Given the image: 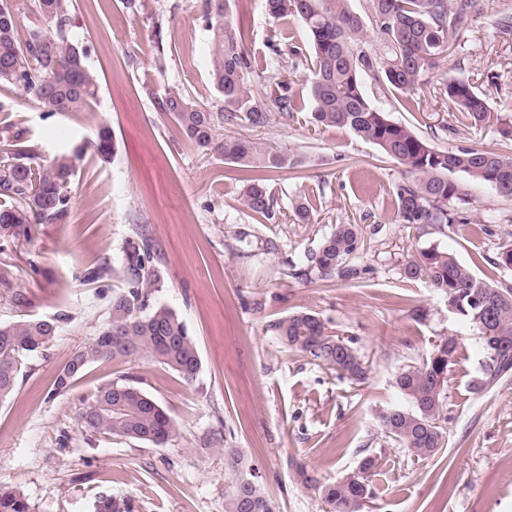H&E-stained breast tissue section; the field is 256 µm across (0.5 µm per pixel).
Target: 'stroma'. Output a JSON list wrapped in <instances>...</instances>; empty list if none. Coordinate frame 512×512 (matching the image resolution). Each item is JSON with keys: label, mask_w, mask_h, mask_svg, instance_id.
<instances>
[{"label": "stroma", "mask_w": 512, "mask_h": 512, "mask_svg": "<svg viewBox=\"0 0 512 512\" xmlns=\"http://www.w3.org/2000/svg\"><path fill=\"white\" fill-rule=\"evenodd\" d=\"M480 13L439 55L410 93L365 78L364 90L389 119L438 149L503 150L496 130L472 126L443 92L445 77L473 79L492 109L512 123V0H481ZM74 36L88 49L99 90L83 112L47 115L22 91H1L0 122L25 128L41 163L74 150L108 128L109 161L76 162L69 218L34 226L30 240L0 251V321L15 311L7 289L29 298L27 313L58 320L55 339L30 355L14 393L0 402V488L28 499L31 512H97L100 498L121 512H224L232 475L224 451H240L279 512H323L305 475L332 482L367 454L382 458L365 512H512V379L474 390L481 343L448 307L444 293L402 268L427 247L452 252L488 281L512 285L497 265L512 246V199L463 174L467 198L449 205L453 223L413 228L397 216L404 166L345 128L314 126L308 70L294 48H307L299 21H274L262 0H231L230 12L255 57L256 89L288 80L300 111H273L266 126L224 122L294 161L268 180L271 219L241 202L245 175L196 148L157 104L169 93L213 112L224 102L212 87L209 32L201 0H74ZM285 30L279 53L268 47ZM308 200L310 218L293 209ZM357 225L363 241L351 277H320L310 258L336 225ZM150 238L162 283L151 301L176 312L197 342L201 368L185 382L139 359L91 366L61 394L56 374L109 317L114 282H87L101 264L119 266L135 227ZM297 312L325 320L331 334L353 338L368 366L355 383L288 348L269 328ZM443 336L459 340L448 371L442 419L446 446L417 459L386 438L381 412L402 397L394 376L422 361ZM124 380L174 419L166 446L82 432L76 415L101 384Z\"/></svg>", "instance_id": "1"}]
</instances>
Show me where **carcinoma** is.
Returning <instances> with one entry per match:
<instances>
[{"label":"carcinoma","instance_id":"carcinoma-1","mask_svg":"<svg viewBox=\"0 0 512 512\" xmlns=\"http://www.w3.org/2000/svg\"><path fill=\"white\" fill-rule=\"evenodd\" d=\"M275 20H299L311 47L309 96L313 124L346 128L406 168L409 180L396 190L397 215L408 226L449 224L448 202L461 198V188L448 179L463 173L504 197H512V156L490 149L439 150L407 126L391 121L368 99L363 76L379 75L396 90L413 91L426 67L444 51L449 40L479 10L478 0H371V16L384 36L383 61L360 49L364 25L348 0H263ZM43 23L22 28L10 0H0V86H13L31 96L44 112H81L98 96L96 74L87 63V49L74 35L73 0H36ZM210 32L211 81L221 94L224 111L211 112L179 94L159 102V110L173 116L186 137L205 153H217L227 163L260 172L245 188L243 204L256 216L272 213L267 175L294 165L285 154L260 148L239 138H221V121L241 114L254 127L269 120L265 102L284 114L297 109L282 80L255 95L250 75L255 59L245 50L243 36L230 16V0H204ZM444 95L474 126L495 123L505 143L512 142V124L489 106L474 83L464 76L443 80ZM92 151L106 160L114 150L110 132L102 128L96 139L61 155L49 165L36 162V146L25 131L12 124L0 129V240L30 239L34 224H62L70 211V185L76 160ZM138 240L128 243L120 267L101 264L89 272L96 281L112 274L121 288L112 293L109 320L92 341L77 349L58 372L53 394L67 391L84 371L101 362L124 364L150 358L191 382L201 367L197 344L182 321L163 305H148L160 271L152 264L151 241L140 228ZM361 249L354 224H338L311 256L310 270L322 277H347L356 270L348 260ZM409 279H426L445 293L448 307L472 328L482 343L484 362L479 387L487 388L512 374V286L479 278L452 253L436 247L417 252L405 263ZM291 348H298L320 367L359 383L368 365L353 340L330 335L316 314L301 312L270 325ZM56 320L22 317L0 323V401L9 397L27 357L47 347L58 333ZM458 339L448 336L433 344L425 359L397 372L395 387L406 405L379 416L385 436L418 459L435 456L444 446L440 413L448 386V368L458 351ZM82 431L139 441L155 447L175 434L171 416L150 395L129 383L113 381L99 387L76 417ZM380 459L364 456L357 468L334 483L308 478L327 506L325 512H363L373 497V477ZM225 467L235 475L224 512H244L247 500L257 512H277L274 502L255 481L244 457L230 449ZM0 512H31L27 499L0 490Z\"/></svg>","mask_w":512,"mask_h":512}]
</instances>
